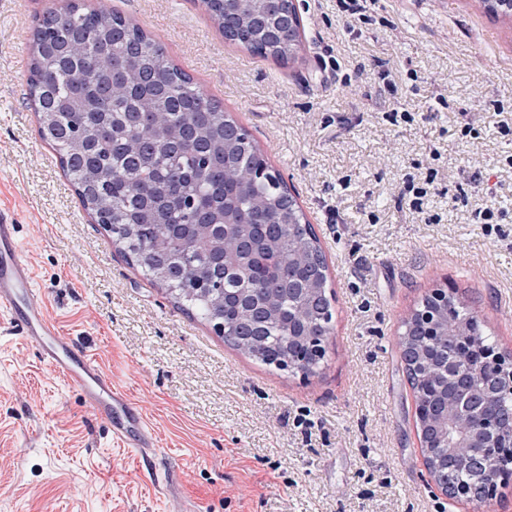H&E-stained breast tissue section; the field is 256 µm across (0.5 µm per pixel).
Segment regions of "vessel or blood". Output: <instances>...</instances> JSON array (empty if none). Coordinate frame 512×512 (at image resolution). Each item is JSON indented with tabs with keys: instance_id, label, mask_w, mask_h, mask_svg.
<instances>
[{
	"instance_id": "1",
	"label": "vessel or blood",
	"mask_w": 512,
	"mask_h": 512,
	"mask_svg": "<svg viewBox=\"0 0 512 512\" xmlns=\"http://www.w3.org/2000/svg\"><path fill=\"white\" fill-rule=\"evenodd\" d=\"M34 279L33 267L21 255L11 216L0 212V311L22 321L27 343L42 361L83 392L92 409L111 421L114 438L141 456H148L156 440L146 416L133 406L124 390L113 384L94 354L60 336L45 306L32 299Z\"/></svg>"
}]
</instances>
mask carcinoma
I'll use <instances>...</instances> for the list:
<instances>
[{"label": "carcinoma", "instance_id": "cac0c4a2", "mask_svg": "<svg viewBox=\"0 0 512 512\" xmlns=\"http://www.w3.org/2000/svg\"><path fill=\"white\" fill-rule=\"evenodd\" d=\"M224 39L260 57L289 60L300 40L274 35L282 4L249 23L202 0ZM30 94L40 135L52 143L83 206L104 218L112 241L180 308L222 325L233 349L260 363L288 354L289 329L332 324L326 258L280 173L235 118L173 65L150 34L122 15L81 0L39 23L31 48ZM233 224L224 238L215 225ZM482 330L464 304L450 310ZM453 338L431 348L432 368L402 355L413 392L426 376L455 386L464 363L445 366ZM483 397L461 392L464 416ZM473 470L453 466L448 481L466 486Z\"/></svg>", "mask_w": 512, "mask_h": 512}]
</instances>
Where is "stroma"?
<instances>
[{"mask_svg":"<svg viewBox=\"0 0 512 512\" xmlns=\"http://www.w3.org/2000/svg\"><path fill=\"white\" fill-rule=\"evenodd\" d=\"M101 2L282 175L326 257L333 331L304 380L238 354L128 263L39 133L27 62L61 0H0V210L61 335L98 354L158 440L132 456L0 323V512H512V484L483 507L430 488L399 352L402 319L445 288L512 355V15L375 0L361 22L297 0L301 50L281 61L226 41L201 0H85ZM429 174L414 212L399 193ZM491 202L488 229L474 214Z\"/></svg>","mask_w":512,"mask_h":512,"instance_id":"stroma-1","label":"stroma"}]
</instances>
